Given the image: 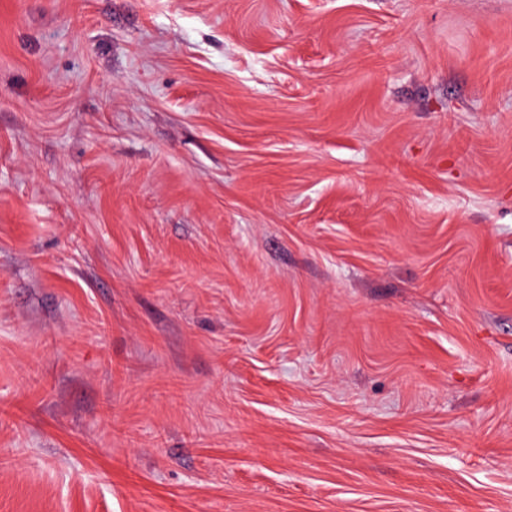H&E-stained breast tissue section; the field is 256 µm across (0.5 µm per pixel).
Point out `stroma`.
Wrapping results in <instances>:
<instances>
[{
	"instance_id": "obj_1",
	"label": "stroma",
	"mask_w": 512,
	"mask_h": 512,
	"mask_svg": "<svg viewBox=\"0 0 512 512\" xmlns=\"http://www.w3.org/2000/svg\"><path fill=\"white\" fill-rule=\"evenodd\" d=\"M0 512H512V0H0Z\"/></svg>"
}]
</instances>
